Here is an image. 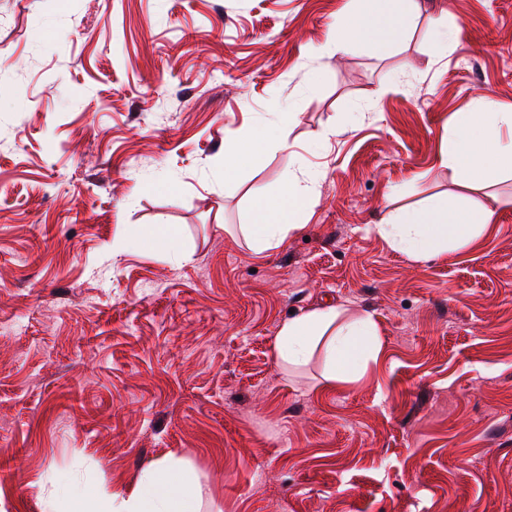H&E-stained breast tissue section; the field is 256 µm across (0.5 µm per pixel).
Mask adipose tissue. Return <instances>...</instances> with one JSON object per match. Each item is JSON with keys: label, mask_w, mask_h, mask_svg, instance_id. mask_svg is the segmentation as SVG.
Wrapping results in <instances>:
<instances>
[{"label": "adipose tissue", "mask_w": 512, "mask_h": 512, "mask_svg": "<svg viewBox=\"0 0 512 512\" xmlns=\"http://www.w3.org/2000/svg\"><path fill=\"white\" fill-rule=\"evenodd\" d=\"M355 8L344 18L337 35L331 36L325 52L344 54L356 42L371 39L398 45L416 8L414 0H355ZM280 112H270L249 134L227 131L224 138V171L234 172L245 153L274 142L275 131L284 123ZM512 110L482 104L480 111L462 115L452 128L441 165H454L462 186L471 188L502 172H512ZM317 174L289 180L276 198L258 196L252 221L243 233L256 252L279 248L305 203L312 197ZM500 200L475 209L432 202L407 207L377 225L378 234L391 248L421 259L465 245L490 224L496 223ZM379 340L372 315L363 313L341 318L336 308L314 309L286 320L276 338V358L284 364L305 365L315 351H322L326 378L347 383L358 379L362 367L376 356ZM200 492L195 480L178 461L149 463L133 487H113L108 497H93L80 488L63 498L48 501L47 512H200Z\"/></svg>", "instance_id": "ef3b65f1"}]
</instances>
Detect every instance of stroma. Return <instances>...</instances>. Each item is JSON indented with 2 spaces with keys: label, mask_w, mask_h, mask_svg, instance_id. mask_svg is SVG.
<instances>
[{
  "label": "stroma",
  "mask_w": 512,
  "mask_h": 512,
  "mask_svg": "<svg viewBox=\"0 0 512 512\" xmlns=\"http://www.w3.org/2000/svg\"><path fill=\"white\" fill-rule=\"evenodd\" d=\"M418 5L398 46L336 57L352 0H0V512L172 455L204 512H512V178L467 192L439 163L462 113L512 108V0ZM277 109L286 148L225 179L226 130ZM308 173L309 218L254 252V196ZM491 194L447 254L374 229ZM154 224L184 258L136 244ZM327 307L380 342L336 386L322 353L275 359Z\"/></svg>",
  "instance_id": "35a3bbf8"
}]
</instances>
